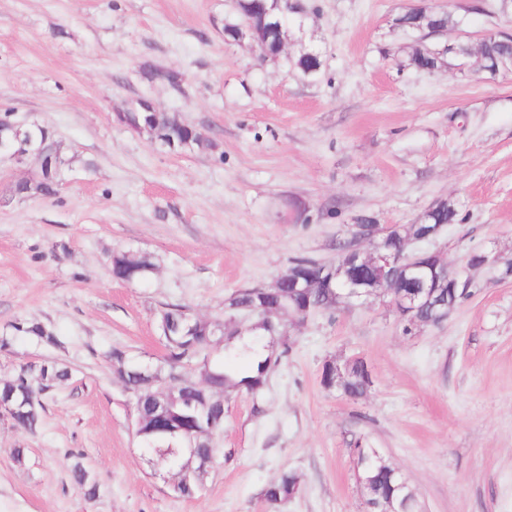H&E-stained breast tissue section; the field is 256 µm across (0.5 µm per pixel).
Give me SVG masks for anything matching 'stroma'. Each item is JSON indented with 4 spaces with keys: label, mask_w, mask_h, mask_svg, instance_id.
I'll use <instances>...</instances> for the list:
<instances>
[{
    "label": "stroma",
    "mask_w": 512,
    "mask_h": 512,
    "mask_svg": "<svg viewBox=\"0 0 512 512\" xmlns=\"http://www.w3.org/2000/svg\"><path fill=\"white\" fill-rule=\"evenodd\" d=\"M303 2L288 54H319L309 79L225 41L234 0H0V112L47 126L71 160L56 195L25 198L13 186L38 161H0V337L27 319L59 339L11 338L0 378L30 361L71 371L35 432L0 420V512H365L355 448L377 449L421 512H512V72L474 57L408 68L419 35L394 23L415 5L452 11L461 24L443 41L475 44L512 33V14L494 0ZM139 98L214 149L172 152L123 125ZM440 199L460 216L432 244L449 267L491 256L470 272L476 295L409 335L381 298L288 325L262 397L225 394L201 491L176 494L107 353L160 364L163 305L232 330L231 293L273 287L300 256L341 261L358 216L411 224ZM115 250L147 256L148 279H114ZM355 356L366 396L324 388L323 365ZM77 461L94 498L71 478ZM288 470L300 491L269 508L262 491Z\"/></svg>",
    "instance_id": "stroma-1"
}]
</instances>
